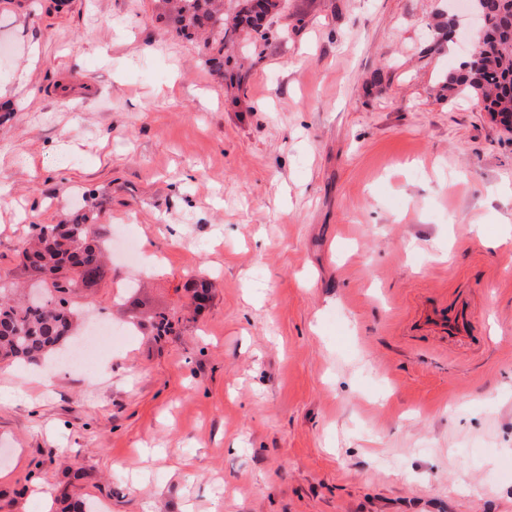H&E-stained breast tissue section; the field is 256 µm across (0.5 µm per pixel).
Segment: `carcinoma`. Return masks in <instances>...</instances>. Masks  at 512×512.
Segmentation results:
<instances>
[{
	"label": "carcinoma",
	"instance_id": "carcinoma-1",
	"mask_svg": "<svg viewBox=\"0 0 512 512\" xmlns=\"http://www.w3.org/2000/svg\"><path fill=\"white\" fill-rule=\"evenodd\" d=\"M173 11L176 29L204 38L209 63L221 71L225 44L238 32L267 39V21L282 10V0H242L232 21L224 16V0H164ZM486 20L476 35L468 62L443 76L448 99L467 95L493 115L512 114V0H475ZM96 218L84 212L60 224H36L24 265L36 285L63 293L74 279L85 285L103 272V246ZM78 312L60 298L50 306L37 299L15 302L0 286V359L38 364L56 361L69 347Z\"/></svg>",
	"mask_w": 512,
	"mask_h": 512
}]
</instances>
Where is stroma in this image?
I'll use <instances>...</instances> for the list:
<instances>
[{
  "label": "stroma",
  "instance_id": "stroma-1",
  "mask_svg": "<svg viewBox=\"0 0 512 512\" xmlns=\"http://www.w3.org/2000/svg\"><path fill=\"white\" fill-rule=\"evenodd\" d=\"M448 20L288 0L235 88L160 0H0V281L93 210L76 336L131 330L50 388L0 361V512H512V133L443 97Z\"/></svg>",
  "mask_w": 512,
  "mask_h": 512
}]
</instances>
